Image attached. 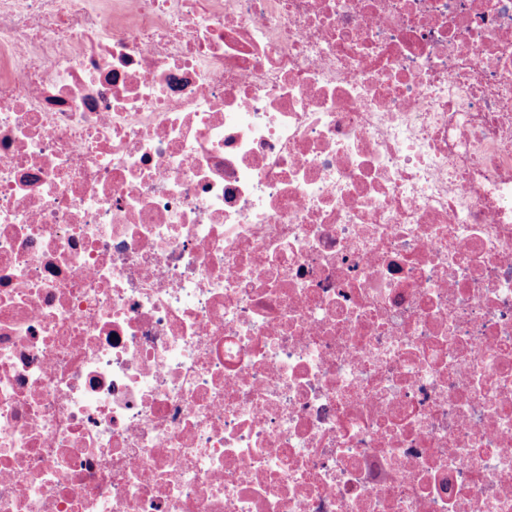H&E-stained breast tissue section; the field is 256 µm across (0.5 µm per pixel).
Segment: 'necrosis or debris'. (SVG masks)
<instances>
[{"label": "necrosis or debris", "mask_w": 512, "mask_h": 512, "mask_svg": "<svg viewBox=\"0 0 512 512\" xmlns=\"http://www.w3.org/2000/svg\"><path fill=\"white\" fill-rule=\"evenodd\" d=\"M0 512H512V0H0Z\"/></svg>", "instance_id": "obj_1"}]
</instances>
